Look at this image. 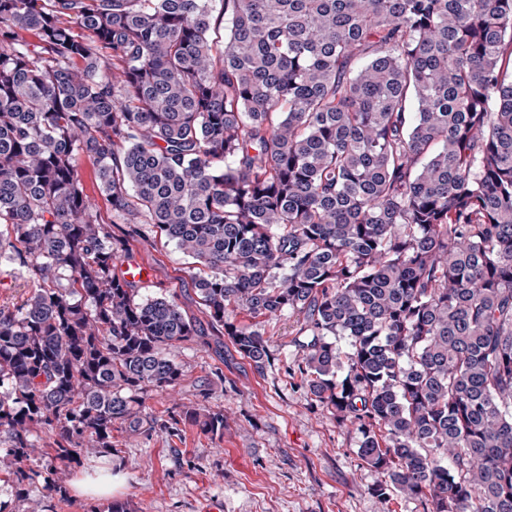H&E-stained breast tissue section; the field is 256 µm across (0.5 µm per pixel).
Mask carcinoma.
Segmentation results:
<instances>
[{
    "mask_svg": "<svg viewBox=\"0 0 512 512\" xmlns=\"http://www.w3.org/2000/svg\"><path fill=\"white\" fill-rule=\"evenodd\" d=\"M110 202L105 219L78 162ZM113 224L199 264L142 299ZM0 472L144 426L172 350L298 316L301 385L426 512H512V0H0ZM224 435L183 406L167 430ZM53 438L43 448L39 434ZM11 268V264L3 261L0 269V307L19 306L29 296L31 289L35 288L33 281Z\"/></svg>",
    "mask_w": 512,
    "mask_h": 512,
    "instance_id": "1",
    "label": "carcinoma"
}]
</instances>
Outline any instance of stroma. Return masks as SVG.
Segmentation results:
<instances>
[{"label": "stroma", "instance_id": "35a3bbf8", "mask_svg": "<svg viewBox=\"0 0 512 512\" xmlns=\"http://www.w3.org/2000/svg\"><path fill=\"white\" fill-rule=\"evenodd\" d=\"M112 235L119 249L155 270L151 281L139 285L142 297L170 290L184 310L199 315L189 260L174 243L148 224H116ZM294 324L288 314L263 321L271 358L260 370L228 342L181 345L174 357L182 382L145 396L144 413L159 420L183 405L223 411V437L188 426L175 433L121 428L112 433L111 454L81 459L56 474L64 494L40 484L18 498L0 474V505L7 512H82L86 504L100 512L116 498L129 502L132 512H206L215 500L221 512H424L420 502L374 494L381 475L357 457L356 426L337 423L291 378L299 361ZM97 470L118 477L111 496L79 490V482Z\"/></svg>", "mask_w": 512, "mask_h": 512}]
</instances>
